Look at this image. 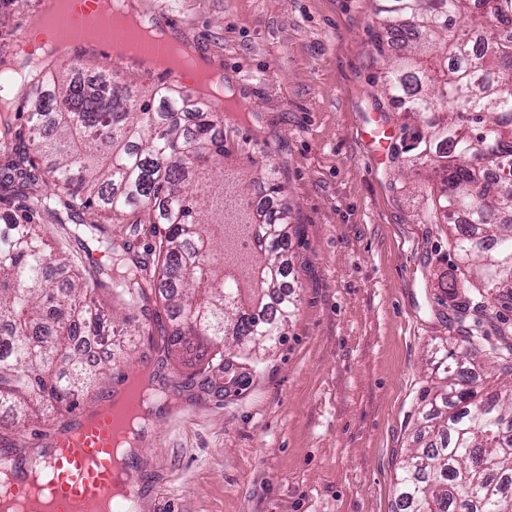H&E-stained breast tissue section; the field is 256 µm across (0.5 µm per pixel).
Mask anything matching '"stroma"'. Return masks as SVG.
Listing matches in <instances>:
<instances>
[{
	"instance_id": "35a3bbf8",
	"label": "stroma",
	"mask_w": 512,
	"mask_h": 512,
	"mask_svg": "<svg viewBox=\"0 0 512 512\" xmlns=\"http://www.w3.org/2000/svg\"><path fill=\"white\" fill-rule=\"evenodd\" d=\"M168 27L222 77L226 167L247 179L275 169L293 224L288 282L296 313L258 363L231 359L203 379L196 358L168 354L156 304L127 308L107 292L117 333L112 372L80 408L102 404L142 365L161 393L136 444L138 512H393L399 460L414 447L431 354L448 335L427 270L447 246L420 221L431 187L375 163L361 139L380 73L372 61L374 0H127ZM35 0H0V71L35 47ZM114 242L142 256L149 224L97 212ZM71 413L11 434L19 455L68 429Z\"/></svg>"
}]
</instances>
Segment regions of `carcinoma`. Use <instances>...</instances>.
<instances>
[{
    "label": "carcinoma",
    "instance_id": "cac0c4a2",
    "mask_svg": "<svg viewBox=\"0 0 512 512\" xmlns=\"http://www.w3.org/2000/svg\"><path fill=\"white\" fill-rule=\"evenodd\" d=\"M379 2L374 61L387 104L406 119L393 159L436 174L421 223L448 237L453 263L440 285L456 332L435 352L421 446L399 467L393 512H512V382L491 386L474 371L485 354L512 378V0ZM77 71L28 69L25 82L53 95L0 167V187L48 177L0 216V427L72 410L112 370L110 360L89 367L81 349L109 317L36 216L111 255L95 267L96 286L129 307L159 303L168 346L207 359L205 372H226V350L248 359L283 336L297 306L288 206L254 208L221 167L224 134L192 111L194 95L173 86L144 99L100 67L87 84ZM96 209L154 225L152 257L121 253L82 217Z\"/></svg>",
    "mask_w": 512,
    "mask_h": 512
}]
</instances>
